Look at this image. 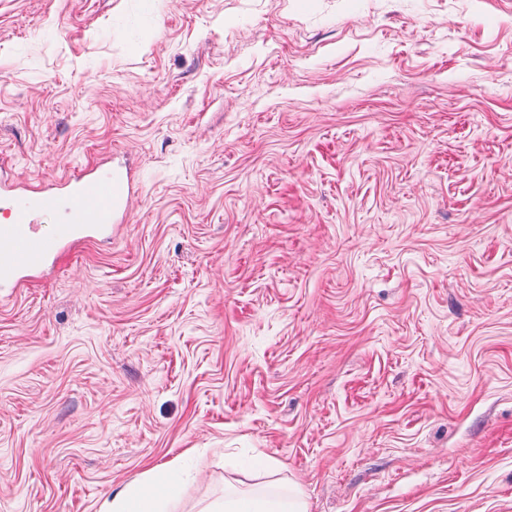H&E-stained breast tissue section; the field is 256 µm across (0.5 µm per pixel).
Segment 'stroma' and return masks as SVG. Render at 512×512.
Returning <instances> with one entry per match:
<instances>
[{"label": "stroma", "mask_w": 512, "mask_h": 512, "mask_svg": "<svg viewBox=\"0 0 512 512\" xmlns=\"http://www.w3.org/2000/svg\"><path fill=\"white\" fill-rule=\"evenodd\" d=\"M103 160L0 300V512H512V0H0V180ZM138 186L123 167L102 163L35 186H0V295L40 278L72 249L112 236L114 224L128 213ZM61 217L50 232L40 221ZM171 470L152 468L136 484L128 485L112 495V503L104 512H174L165 510L178 493V482ZM302 489L289 483L288 491L276 488L258 492H228L220 500L206 504L199 512H308Z\"/></svg>", "instance_id": "35a3bbf8"}]
</instances>
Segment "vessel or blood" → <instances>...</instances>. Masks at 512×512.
I'll use <instances>...</instances> for the list:
<instances>
[{
    "label": "vessel or blood",
    "mask_w": 512,
    "mask_h": 512,
    "mask_svg": "<svg viewBox=\"0 0 512 512\" xmlns=\"http://www.w3.org/2000/svg\"><path fill=\"white\" fill-rule=\"evenodd\" d=\"M137 193L126 168L102 163L39 186H0V295L12 296L72 249L111 235ZM44 219L52 230L41 228Z\"/></svg>",
    "instance_id": "obj_1"
}]
</instances>
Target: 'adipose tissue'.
Instances as JSON below:
<instances>
[{
	"mask_svg": "<svg viewBox=\"0 0 512 512\" xmlns=\"http://www.w3.org/2000/svg\"><path fill=\"white\" fill-rule=\"evenodd\" d=\"M178 493L172 471L153 468L132 485L115 492L107 512H166ZM201 512H308L302 489L289 483L287 491L275 488L258 492H228L220 500L206 504Z\"/></svg>",
	"mask_w": 512,
	"mask_h": 512,
	"instance_id": "1",
	"label": "adipose tissue"
}]
</instances>
